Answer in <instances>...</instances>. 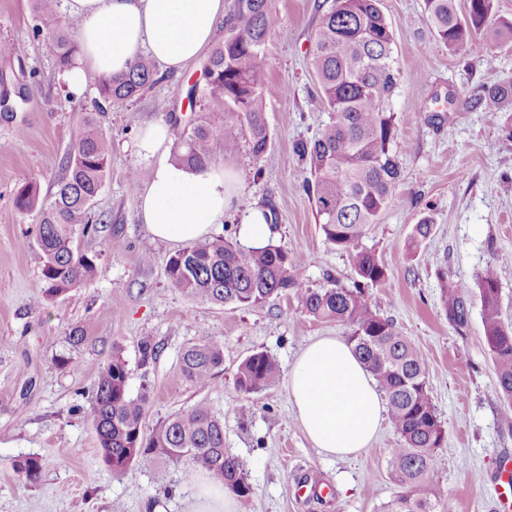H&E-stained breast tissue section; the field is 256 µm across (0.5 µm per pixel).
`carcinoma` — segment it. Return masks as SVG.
I'll list each match as a JSON object with an SVG mask.
<instances>
[{
    "mask_svg": "<svg viewBox=\"0 0 512 512\" xmlns=\"http://www.w3.org/2000/svg\"><path fill=\"white\" fill-rule=\"evenodd\" d=\"M427 21L436 36L459 57L471 55L478 39L512 42V21H491L492 0H469L458 13L455 0H424ZM224 42L204 67V93L223 104L205 112L187 131L178 134L174 159L200 171L216 162L215 144L224 140L231 151L245 137L254 160L266 153L270 134L263 107L265 46L278 28L272 0H234L225 22ZM72 21L52 30L49 44L56 64L69 68L78 50ZM318 85L317 104L331 112L329 124L314 139L293 143L294 154L310 170L306 190L325 241L352 258L353 285L339 283L313 289L304 281L288 249L268 241L262 247L241 248L233 240L215 237L195 242L165 260L172 287L186 295L221 305L253 307L272 297L292 294L302 310L316 321L350 328L348 343L384 393L388 416L397 435L389 449L391 478L396 492L386 512H454L441 497L431 475L444 447L446 429L437 414L428 385L422 351L396 324L382 316L372 290L386 278V267L362 239L387 205L400 176L394 113L389 102L399 86L395 66L393 25L379 0H333L322 14L309 49ZM156 72L145 57L136 58L120 77L98 80L106 100H126L153 82ZM512 104V82L483 88L474 105L497 111ZM109 142L96 117L84 119L72 147L65 176L50 197L27 185L18 190L14 205L22 213L39 215L37 246L42 269L38 299H54L79 288L96 274L95 255L75 245L82 233L97 227L83 223L103 186ZM434 224L424 218L414 226L408 249L415 252L430 238ZM512 257H496L475 275L474 283L438 269L441 303L448 324L466 335L472 295H477L484 340L492 356L498 393L512 407V322L501 314V269ZM140 363L156 359L159 345L146 336L140 342ZM187 380L207 386L224 363V345L206 340L185 348L180 358ZM281 377L277 360L265 351L246 356L234 376L235 389L245 397L276 385ZM147 394L134 396L129 369L120 351L104 364L93 387L87 416L98 441L103 466L118 476L137 462L154 457L208 474L232 493L242 506L250 504L253 487L240 461L224 448V423L198 404L159 421L144 432ZM12 470L25 482L40 481L42 464L34 455L18 456Z\"/></svg>",
    "mask_w": 512,
    "mask_h": 512,
    "instance_id": "carcinoma-1",
    "label": "carcinoma"
}]
</instances>
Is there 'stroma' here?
<instances>
[{
    "mask_svg": "<svg viewBox=\"0 0 512 512\" xmlns=\"http://www.w3.org/2000/svg\"><path fill=\"white\" fill-rule=\"evenodd\" d=\"M33 4L0 0V72L20 95L13 117H0V512H194L206 474L188 476L180 465L149 458L116 477L99 460L81 407L116 348L128 364L131 393L150 388L146 427L199 403L223 419L224 446L243 463L255 491L245 512H384L396 490L391 424L357 456H330L305 438L286 382L248 397L233 383L238 364L253 352L270 353L286 372L309 343L347 338L349 327L314 320L290 295L253 308L187 296L165 274L174 245L152 240L141 222L140 194L128 179L146 184L154 162L137 154V134L159 122L177 134L212 109L191 91L203 81V60L179 75L158 71L155 84L125 101L104 102L93 83L76 95L47 37L67 14L61 9L42 18ZM329 4L274 0L279 27L266 45L263 88L268 150L257 161L243 143L216 154L236 197L224 229L237 231L250 209L272 211L275 242L288 248L314 288L354 278L349 254L326 243L315 221L303 191L308 172L293 153L294 141L315 138L330 120L314 100L308 55ZM380 8L393 25L399 70L391 108L401 176L362 240L387 269L374 301L427 359L433 402L447 429L434 482L455 512H500L494 477L499 461L512 457V408L498 396L479 311H472L466 335H458L440 304L437 269L444 263L450 274L470 280L493 255H512V110L472 104L480 86L512 81V45L461 58L424 21V0H380ZM91 113L111 155L87 215L98 231L76 242L96 256L97 272L83 287L39 305L38 218L18 212L14 195L30 183L44 197L56 191ZM425 217L433 235L421 252L410 253L407 240ZM116 239L121 249H113ZM78 327L85 340L70 345ZM145 336L161 352L143 368L138 343ZM206 339L223 343L224 364L215 382L200 388L184 377L180 354ZM61 355L71 359L68 370L56 366ZM27 454L42 463L35 484L10 467Z\"/></svg>",
    "mask_w": 512,
    "mask_h": 512,
    "instance_id": "obj_1",
    "label": "stroma"
}]
</instances>
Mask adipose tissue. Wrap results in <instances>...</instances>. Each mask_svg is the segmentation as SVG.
<instances>
[{
  "label": "adipose tissue",
  "mask_w": 512,
  "mask_h": 512,
  "mask_svg": "<svg viewBox=\"0 0 512 512\" xmlns=\"http://www.w3.org/2000/svg\"><path fill=\"white\" fill-rule=\"evenodd\" d=\"M80 21L79 54L63 78L77 94L92 79L126 72L147 54L163 70L181 72L213 41L224 0H64ZM166 125L144 126L138 154L153 159L140 195V218L153 239L181 244L204 239L224 222L234 197L220 168L201 172L169 159ZM288 390L295 419L314 447L346 457L378 434L385 405L374 377L351 345L336 337L309 344L294 362Z\"/></svg>",
  "instance_id": "ef3b65f1"
}]
</instances>
